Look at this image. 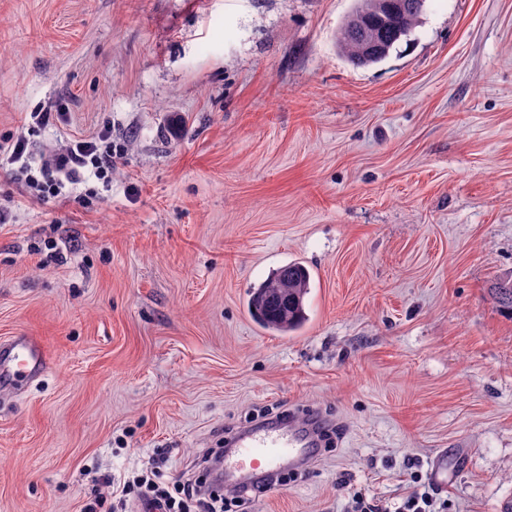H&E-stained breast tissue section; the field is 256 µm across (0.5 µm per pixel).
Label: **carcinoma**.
I'll return each mask as SVG.
<instances>
[{"label":"carcinoma","instance_id":"cac0c4a2","mask_svg":"<svg viewBox=\"0 0 512 512\" xmlns=\"http://www.w3.org/2000/svg\"><path fill=\"white\" fill-rule=\"evenodd\" d=\"M426 0H403L401 7L378 12L376 0H355L352 11L336 32V46L349 62L356 66H369L384 60L365 52L358 31L350 25L358 16L369 26L382 32L383 46L393 49L407 37L425 10ZM311 273L296 262L280 267L250 295L248 309L260 326L277 335L299 331L308 321L305 299L310 291Z\"/></svg>","mask_w":512,"mask_h":512}]
</instances>
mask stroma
Instances as JSON below:
<instances>
[{
  "instance_id": "35a3bbf8",
  "label": "stroma",
  "mask_w": 512,
  "mask_h": 512,
  "mask_svg": "<svg viewBox=\"0 0 512 512\" xmlns=\"http://www.w3.org/2000/svg\"><path fill=\"white\" fill-rule=\"evenodd\" d=\"M353 5L0 0V145H124L90 206L0 168V340L52 359L0 397V512L118 500L286 406L338 445L252 512H396L441 449L470 458L448 512L512 499V0H427L365 67L336 47ZM294 260L308 321L274 336L248 299Z\"/></svg>"
}]
</instances>
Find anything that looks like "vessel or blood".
I'll return each instance as SVG.
<instances>
[{
  "label": "vessel or blood",
  "instance_id": "vessel-or-blood-1",
  "mask_svg": "<svg viewBox=\"0 0 512 512\" xmlns=\"http://www.w3.org/2000/svg\"><path fill=\"white\" fill-rule=\"evenodd\" d=\"M49 367V353L38 337L23 334L0 343V389L38 379ZM326 429L322 414L315 409L237 427L225 438L221 462L225 486L240 491L285 469L310 467L311 451L322 446Z\"/></svg>",
  "mask_w": 512,
  "mask_h": 512
}]
</instances>
